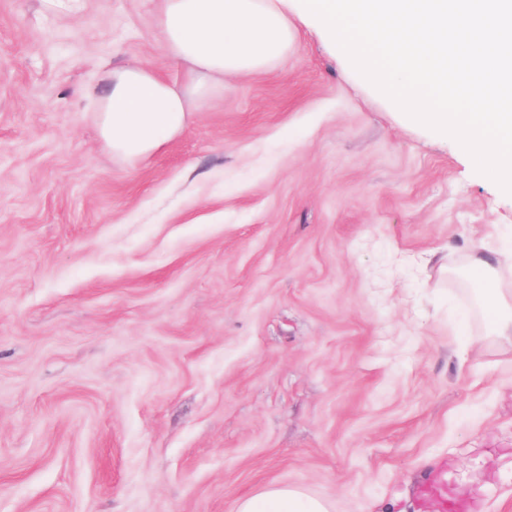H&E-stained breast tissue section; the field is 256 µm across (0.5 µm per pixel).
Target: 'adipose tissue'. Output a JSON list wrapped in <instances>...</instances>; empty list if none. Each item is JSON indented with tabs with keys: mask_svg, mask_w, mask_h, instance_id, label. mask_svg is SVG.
<instances>
[{
	"mask_svg": "<svg viewBox=\"0 0 512 512\" xmlns=\"http://www.w3.org/2000/svg\"><path fill=\"white\" fill-rule=\"evenodd\" d=\"M339 42L380 84H397L396 105L422 125L452 132L512 181V0H163L165 47L189 75L266 70L294 35L289 16ZM100 135L113 154L139 160L162 148L189 118L184 91L145 66L103 77ZM512 267V246L477 250L482 311L512 336V295L495 269ZM237 512H330L304 489L270 485Z\"/></svg>",
	"mask_w": 512,
	"mask_h": 512,
	"instance_id": "1",
	"label": "adipose tissue"
}]
</instances>
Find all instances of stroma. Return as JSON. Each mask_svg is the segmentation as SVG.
Masks as SVG:
<instances>
[{
	"instance_id": "1",
	"label": "stroma",
	"mask_w": 512,
	"mask_h": 512,
	"mask_svg": "<svg viewBox=\"0 0 512 512\" xmlns=\"http://www.w3.org/2000/svg\"><path fill=\"white\" fill-rule=\"evenodd\" d=\"M160 0H0V512H512V342L467 265L512 191L299 26L145 159L102 72L184 82ZM237 512H331L329 503L300 487L269 485L242 499Z\"/></svg>"
}]
</instances>
